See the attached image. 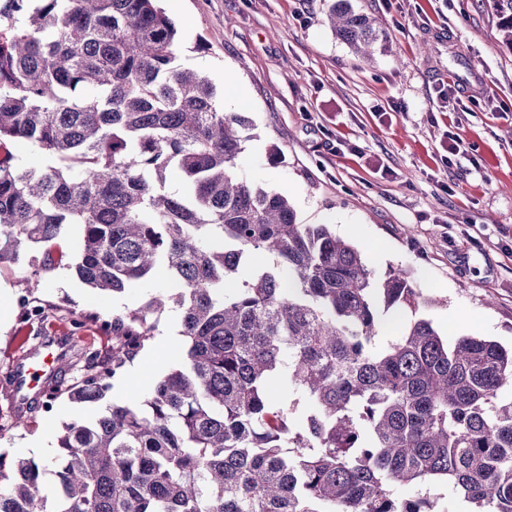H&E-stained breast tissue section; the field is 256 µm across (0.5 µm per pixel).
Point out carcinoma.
Segmentation results:
<instances>
[{"mask_svg":"<svg viewBox=\"0 0 512 512\" xmlns=\"http://www.w3.org/2000/svg\"><path fill=\"white\" fill-rule=\"evenodd\" d=\"M488 2L512 47V0ZM328 19L359 56L383 41L350 0ZM178 48L155 0H0V143L49 159H0V263L39 245L34 274L50 272L77 225L86 286L169 283L112 313L107 356L66 340L83 377L51 380L48 401L102 400L168 305L185 347L141 404L63 427L53 504L43 467L0 451V512H434L440 487L469 512H512V351L442 337L405 271L377 276L288 196L237 177L248 120ZM284 377L299 415L272 394Z\"/></svg>","mask_w":512,"mask_h":512,"instance_id":"cac0c4a2","label":"carcinoma"}]
</instances>
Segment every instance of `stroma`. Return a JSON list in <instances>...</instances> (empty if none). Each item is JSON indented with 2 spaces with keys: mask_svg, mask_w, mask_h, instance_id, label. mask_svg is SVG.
<instances>
[{
  "mask_svg": "<svg viewBox=\"0 0 512 512\" xmlns=\"http://www.w3.org/2000/svg\"><path fill=\"white\" fill-rule=\"evenodd\" d=\"M333 0H160L181 41L177 62L219 76L225 111L250 120L237 168L244 180L288 196L302 224L332 225L377 275L405 270L425 313L447 336L512 344V48L487 0H352L385 38L359 59L326 20ZM468 80L487 92L440 97ZM459 149L449 151L450 141ZM80 231L54 246L58 268L33 293L43 318L22 320L18 298L42 251L0 263V416L22 424L0 440L12 455L51 465L65 423L118 403L115 391L83 406L46 410L38 393L14 402L18 358L38 340L73 337L106 352L100 329L113 310L135 308L166 280L102 296L70 272Z\"/></svg>",
  "mask_w": 512,
  "mask_h": 512,
  "instance_id": "35a3bbf8",
  "label": "stroma"
}]
</instances>
